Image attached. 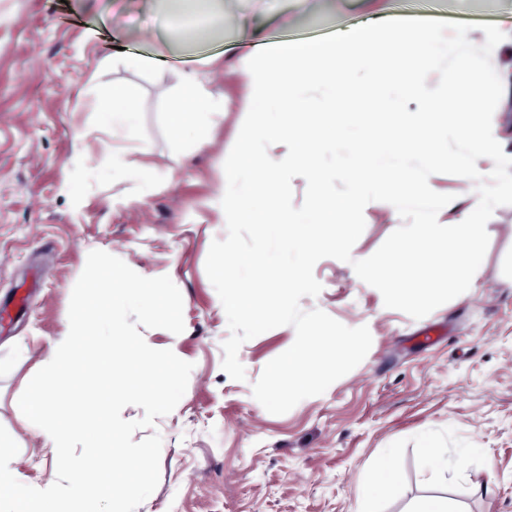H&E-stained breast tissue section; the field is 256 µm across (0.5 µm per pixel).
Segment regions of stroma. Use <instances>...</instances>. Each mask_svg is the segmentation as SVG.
<instances>
[{"mask_svg": "<svg viewBox=\"0 0 512 512\" xmlns=\"http://www.w3.org/2000/svg\"><path fill=\"white\" fill-rule=\"evenodd\" d=\"M224 25L190 45L171 0H0V425L20 451L18 481L45 486L56 458L39 427L19 424L18 399L68 331V307L87 255L102 250L145 277L169 276L185 329H147L156 349L191 362L177 407L158 418L160 479L136 512H412L427 496L458 512H512V205L487 224L489 246L469 290L415 320L386 308L351 263L321 259L322 290L300 301L349 327L368 326L366 358L323 394L282 415L254 398L265 365L295 340L281 326L238 353L242 381L222 369L227 318L205 262L226 236L224 162L238 112L240 38L267 45L314 39L390 18L512 22V0H220ZM136 55L137 69L110 59ZM226 92L174 138L166 113L185 74ZM142 89L130 134L102 123L111 87ZM111 145L115 159L101 164ZM352 249L372 255L401 224L367 205ZM438 329L432 343L424 336ZM431 439L451 467L432 463ZM398 491L365 501L361 488L387 455ZM463 467H454L457 458Z\"/></svg>", "mask_w": 512, "mask_h": 512, "instance_id": "obj_1", "label": "stroma"}]
</instances>
